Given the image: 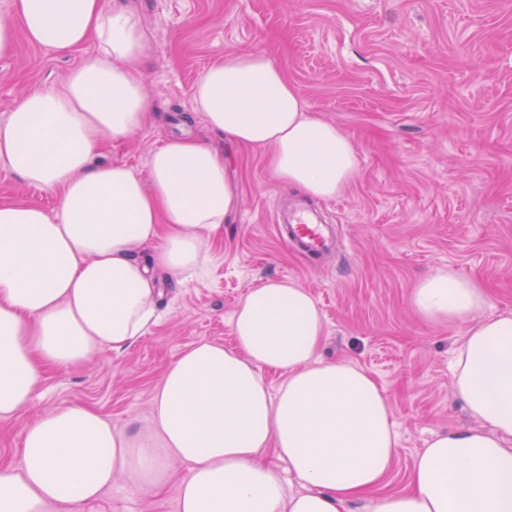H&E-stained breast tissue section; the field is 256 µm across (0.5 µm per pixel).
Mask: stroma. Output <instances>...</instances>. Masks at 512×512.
<instances>
[{"label":"stroma","instance_id":"obj_1","mask_svg":"<svg viewBox=\"0 0 512 512\" xmlns=\"http://www.w3.org/2000/svg\"><path fill=\"white\" fill-rule=\"evenodd\" d=\"M132 2L154 46L144 84L155 121L113 143L107 160L142 175L168 139L206 136L195 82L225 53L261 51L354 142L358 172L322 200L275 179L265 152L225 148L236 206L204 243L202 272L164 280L158 322L127 349L50 370L32 408L0 420V466L19 463L20 432L35 414L61 406L93 407L119 431L148 426L166 367L194 342L232 345L244 295L286 279L321 310L318 359L353 362L383 390L397 435L387 487H405L433 434L474 424L451 389L462 330L422 322L409 304L415 284L451 269L484 285L486 314L512 313V0ZM80 61L16 32L13 54L0 57V121L27 91L61 88ZM15 200L57 203L0 162V203ZM278 203L335 225L340 249L287 246L274 226ZM72 512H178L177 485L139 495L119 477Z\"/></svg>","mask_w":512,"mask_h":512}]
</instances>
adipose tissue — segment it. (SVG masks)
<instances>
[{
    "mask_svg": "<svg viewBox=\"0 0 512 512\" xmlns=\"http://www.w3.org/2000/svg\"><path fill=\"white\" fill-rule=\"evenodd\" d=\"M27 38L84 55L63 90L34 89L0 122V162L56 194L47 210L0 204V420L30 407L48 367L121 351L156 324L161 275L184 277L234 207L224 153L197 136L167 140L146 176L100 161L150 119L143 71L152 42L127 0H12ZM208 131L269 149L276 178L322 199L358 169L353 141L318 115L263 52L225 54L195 83ZM410 303L429 324L463 326L452 389L476 427L435 436L408 487L382 492L396 437L387 399L363 368L316 361L321 311L304 288L270 281L232 317L233 347L201 340L167 368L152 399L154 433L114 431L86 406L37 417L20 434L19 465L0 466V512H70L122 476L145 491L177 483L178 512H512V314L484 315L477 282L441 269ZM282 381L270 390L263 374ZM288 466V487L261 462Z\"/></svg>",
    "mask_w": 512,
    "mask_h": 512,
    "instance_id": "adipose-tissue-1",
    "label": "adipose tissue"
}]
</instances>
